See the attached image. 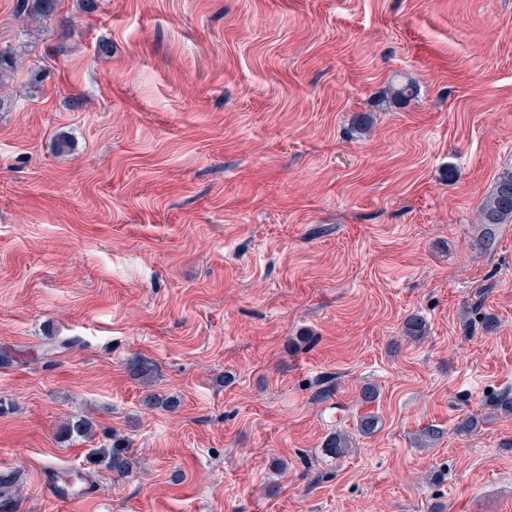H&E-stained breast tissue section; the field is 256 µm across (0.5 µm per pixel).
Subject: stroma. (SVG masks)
Instances as JSON below:
<instances>
[{"label": "stroma", "mask_w": 512, "mask_h": 512, "mask_svg": "<svg viewBox=\"0 0 512 512\" xmlns=\"http://www.w3.org/2000/svg\"><path fill=\"white\" fill-rule=\"evenodd\" d=\"M0 50L14 512H512V224L485 252L478 221L512 169V0H0ZM396 74L418 94L389 104ZM78 415L130 476L60 442ZM102 442L90 449L88 463L118 477H126L135 468L131 441L117 431H102Z\"/></svg>", "instance_id": "35a3bbf8"}]
</instances>
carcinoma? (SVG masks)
<instances>
[{
  "mask_svg": "<svg viewBox=\"0 0 512 512\" xmlns=\"http://www.w3.org/2000/svg\"><path fill=\"white\" fill-rule=\"evenodd\" d=\"M19 9L33 18L45 19L55 13L56 0H20ZM389 94L393 101H408L416 97L417 85L407 78L394 79L389 85ZM479 223L484 227L481 249L488 250L493 246L498 226L512 223V169L498 177L493 191L482 200ZM403 334L413 341L420 340L426 334V325L421 318L410 317L404 323ZM128 369L133 376L148 380L154 375L156 365L146 358L136 357L128 363ZM146 403L166 411L180 406L176 397L159 393L149 394ZM98 435L102 436V442L90 449L88 463L121 478L132 474L134 452L127 437L116 431L96 432V423L87 416L68 421L58 431L62 441H92ZM351 447L350 436L342 431L330 434L323 443L325 452L334 458L346 455Z\"/></svg>",
  "mask_w": 512,
  "mask_h": 512,
  "instance_id": "1",
  "label": "carcinoma"
}]
</instances>
